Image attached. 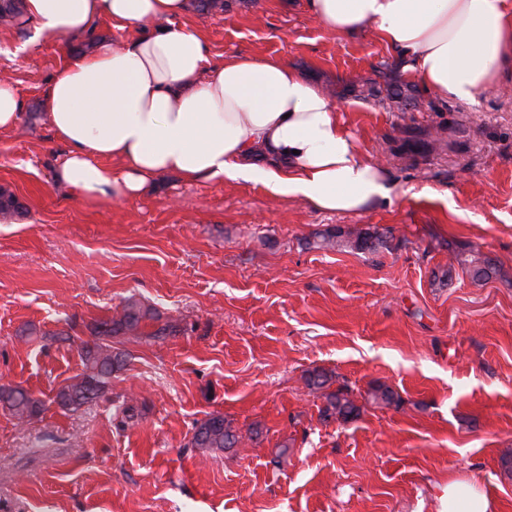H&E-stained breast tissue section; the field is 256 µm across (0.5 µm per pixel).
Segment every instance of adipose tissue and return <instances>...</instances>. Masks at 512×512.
<instances>
[{
	"label": "adipose tissue",
	"mask_w": 512,
	"mask_h": 512,
	"mask_svg": "<svg viewBox=\"0 0 512 512\" xmlns=\"http://www.w3.org/2000/svg\"><path fill=\"white\" fill-rule=\"evenodd\" d=\"M340 34L373 27L405 76L440 98L476 103L512 64V0H308ZM198 0H26L40 39L111 20L117 38L67 59L45 92L63 158L54 181L78 200L140 196L161 176L245 181L320 211L359 213L391 195L338 122L339 105L283 60L237 54L212 63L189 25ZM134 38H127V31ZM440 512H492L477 480H449Z\"/></svg>",
	"instance_id": "ef3b65f1"
}]
</instances>
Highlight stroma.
Returning a JSON list of instances; mask_svg holds the SVG:
<instances>
[{
  "label": "stroma",
  "mask_w": 512,
  "mask_h": 512,
  "mask_svg": "<svg viewBox=\"0 0 512 512\" xmlns=\"http://www.w3.org/2000/svg\"><path fill=\"white\" fill-rule=\"evenodd\" d=\"M305 2L205 0L192 22L211 62L277 57L341 102L393 183L364 212L173 175L112 204L71 198L53 180L44 95L65 54L112 25L26 53L32 26L0 25V76L24 113L0 135V189L23 205L0 223V385L44 402L24 423L0 406V512H440L441 485L471 476L512 512V76L476 104L440 100L372 29L328 31ZM329 228L386 231L390 246L317 248ZM475 254L494 260L490 280L462 267ZM131 297L153 316L113 337L129 357L107 395L61 409L91 325ZM164 324L173 333L153 338ZM316 368L350 387L357 418L323 419L303 382ZM377 383L401 405L366 404ZM213 413L256 436L200 456L187 442Z\"/></svg>",
  "instance_id": "1"
}]
</instances>
